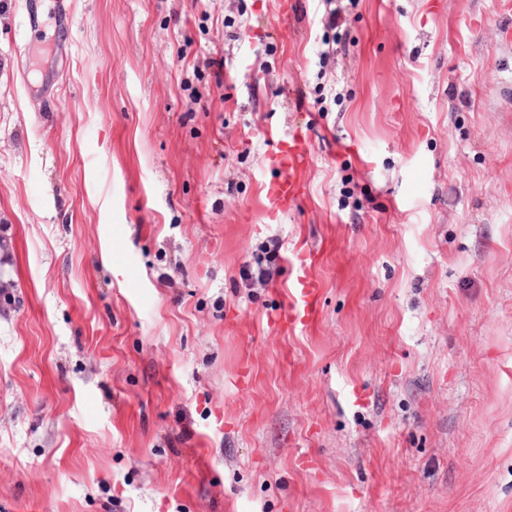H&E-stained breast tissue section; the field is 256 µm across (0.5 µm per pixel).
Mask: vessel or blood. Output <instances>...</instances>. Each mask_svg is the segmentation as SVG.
<instances>
[{"mask_svg":"<svg viewBox=\"0 0 512 512\" xmlns=\"http://www.w3.org/2000/svg\"><path fill=\"white\" fill-rule=\"evenodd\" d=\"M313 162L314 155L297 130H288L271 139L264 161L265 167L272 171L265 209L270 218L287 215L296 208L306 190L304 176ZM318 263V250L299 248L292 263L288 290L267 317L270 329L294 334L316 326L323 294L315 272Z\"/></svg>","mask_w":512,"mask_h":512,"instance_id":"obj_1","label":"vessel or blood"}]
</instances>
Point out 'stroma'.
I'll use <instances>...</instances> for the list:
<instances>
[{
  "instance_id": "1",
  "label": "stroma",
  "mask_w": 512,
  "mask_h": 512,
  "mask_svg": "<svg viewBox=\"0 0 512 512\" xmlns=\"http://www.w3.org/2000/svg\"><path fill=\"white\" fill-rule=\"evenodd\" d=\"M65 2L0 0V512H512V0ZM265 155L264 166L271 169L272 179L267 188L265 213L271 219L288 215L302 199L306 187L304 176L313 165L314 155L298 131L272 137ZM319 263L316 249L301 246L291 263L292 278L288 290L267 317V326L277 332L294 334L312 329L320 317L323 294L315 269Z\"/></svg>"
}]
</instances>
